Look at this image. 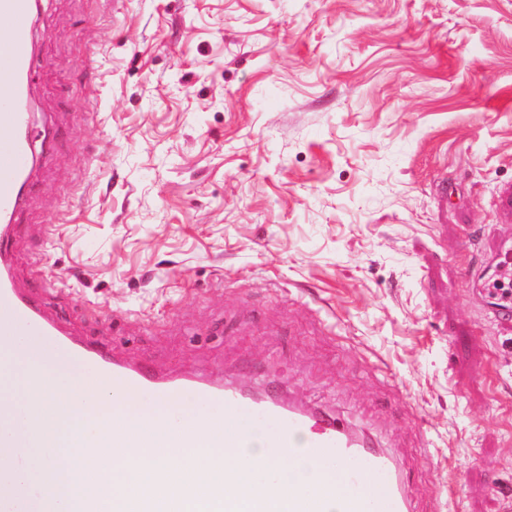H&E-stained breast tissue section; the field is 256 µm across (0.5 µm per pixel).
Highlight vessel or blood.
I'll list each match as a JSON object with an SVG mask.
<instances>
[{"mask_svg":"<svg viewBox=\"0 0 512 512\" xmlns=\"http://www.w3.org/2000/svg\"><path fill=\"white\" fill-rule=\"evenodd\" d=\"M38 0H0V323L34 329L77 353L86 377L112 384L156 402L173 395L188 394L196 400L218 402L224 409V427L216 429L209 413L198 414V433L155 427L146 421L144 431L132 433L113 427L102 443L112 444L124 455H138L156 448H210V476L198 485L200 498L213 512H235L246 503L250 512H269L270 498L264 483L240 478L225 470L222 449L248 445L253 429L248 417L263 423L266 453L277 460L297 453L316 462H327L332 479L351 485L352 490L333 496L330 490L292 493L288 512H409L410 503L397 462L368 440L348 430L341 421L320 412L285 404L275 396H256L246 391L214 384L205 375L168 374L147 364H128L88 341L73 337L44 305L19 288L13 266L17 236L16 217L22 208L34 164L33 148L47 140V129L37 128L31 118L30 72L36 58L34 26ZM239 487L236 498H225L224 490ZM166 491L144 484L132 497L106 501L98 481L87 480L81 512H167Z\"/></svg>","mask_w":512,"mask_h":512,"instance_id":"vessel-or-blood-1","label":"vessel or blood"}]
</instances>
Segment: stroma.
I'll return each instance as SVG.
<instances>
[{
	"label": "stroma",
	"mask_w": 512,
	"mask_h": 512,
	"mask_svg": "<svg viewBox=\"0 0 512 512\" xmlns=\"http://www.w3.org/2000/svg\"><path fill=\"white\" fill-rule=\"evenodd\" d=\"M14 266L76 337L330 412L414 512L512 499V0H41Z\"/></svg>",
	"instance_id": "35a3bbf8"
}]
</instances>
